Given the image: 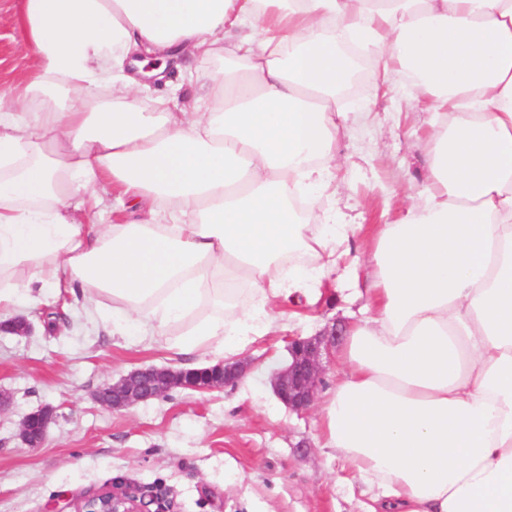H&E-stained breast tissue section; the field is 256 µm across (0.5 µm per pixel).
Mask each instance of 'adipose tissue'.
Instances as JSON below:
<instances>
[{
	"instance_id": "obj_1",
	"label": "adipose tissue",
	"mask_w": 512,
	"mask_h": 512,
	"mask_svg": "<svg viewBox=\"0 0 512 512\" xmlns=\"http://www.w3.org/2000/svg\"><path fill=\"white\" fill-rule=\"evenodd\" d=\"M19 25L38 69L0 90V310L80 291L113 332L221 358L335 282L365 303L320 439L368 512H512V0H22ZM346 45L429 116L419 190L368 232L292 207L336 183ZM186 56L224 70L191 109L142 107L149 60ZM107 192L123 222L94 220Z\"/></svg>"
}]
</instances>
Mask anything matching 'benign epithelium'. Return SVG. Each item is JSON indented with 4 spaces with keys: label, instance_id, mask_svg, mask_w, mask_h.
I'll list each match as a JSON object with an SVG mask.
<instances>
[{
    "label": "benign epithelium",
    "instance_id": "1",
    "mask_svg": "<svg viewBox=\"0 0 512 512\" xmlns=\"http://www.w3.org/2000/svg\"><path fill=\"white\" fill-rule=\"evenodd\" d=\"M341 330L334 328L328 334L297 337L288 347L290 360L273 378L272 386L278 398L297 412L308 411L315 399L323 371V360L336 346ZM245 366L235 362L200 370H171L143 368L119 382L100 390L97 400L114 410L137 402L157 398L173 389L212 390L240 379ZM55 420V410L44 406L23 420L20 437L30 448L40 446ZM146 495L137 492L120 480L112 481V488L80 500L74 512H151Z\"/></svg>",
    "mask_w": 512,
    "mask_h": 512
}]
</instances>
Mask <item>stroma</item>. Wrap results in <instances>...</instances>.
Segmentation results:
<instances>
[{"instance_id": "obj_1", "label": "stroma", "mask_w": 512, "mask_h": 512, "mask_svg": "<svg viewBox=\"0 0 512 512\" xmlns=\"http://www.w3.org/2000/svg\"><path fill=\"white\" fill-rule=\"evenodd\" d=\"M20 0H0V88H23L37 70L19 48ZM340 107L351 122L335 194L308 219L337 208L363 224L396 213L419 188L421 119L404 86L376 96L363 83ZM340 300L320 302L310 324L293 325L247 345L241 356L261 386L260 400L240 384L211 391L176 389L114 410L97 391L145 366L184 368L165 339L145 346L114 334L81 298L22 293L8 317L32 324L26 335L0 332V512H70L78 499L111 488L115 478L157 496L164 512H362L358 483L322 447L316 410L297 413L269 381L288 361L289 336L346 321ZM50 405L56 419L41 447L19 431L31 412Z\"/></svg>"}]
</instances>
